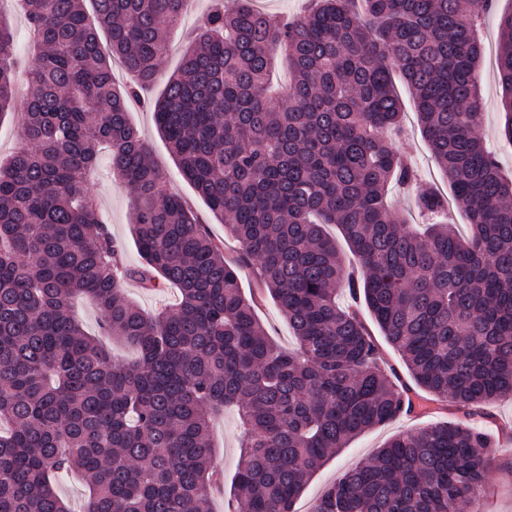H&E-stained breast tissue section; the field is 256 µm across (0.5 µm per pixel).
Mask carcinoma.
Returning <instances> with one entry per match:
<instances>
[{
    "label": "carcinoma",
    "instance_id": "obj_1",
    "mask_svg": "<svg viewBox=\"0 0 512 512\" xmlns=\"http://www.w3.org/2000/svg\"><path fill=\"white\" fill-rule=\"evenodd\" d=\"M309 0L276 21L214 0L178 71L158 55L190 0H19L36 41L23 144L0 161V512H70L59 473L90 482L86 512H210L220 477L210 427L237 408L244 429L232 495L248 512H294L306 484L357 436L415 408L383 368L346 290L363 302L424 390L468 422L392 436L344 471L309 512H467L495 443L477 419L512 395V175L482 135L479 19L496 0ZM92 11H87V8ZM500 133L512 142V12L499 20ZM13 33L0 17V120L14 111ZM284 51L292 80L268 76ZM133 73L118 88L112 60ZM398 69L421 131L471 224L447 199L417 194L418 233L385 203L418 184L390 137ZM161 83L156 125L181 175L239 244L237 260L204 231L128 114ZM131 191L140 256L121 249L89 194L102 145ZM342 233L345 264L324 226ZM279 306L297 342L280 350L236 266ZM170 285L180 301L147 315L123 283ZM88 297L100 325L139 352L112 364L71 313Z\"/></svg>",
    "mask_w": 512,
    "mask_h": 512
}]
</instances>
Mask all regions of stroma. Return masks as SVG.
Returning <instances> with one entry per match:
<instances>
[{
    "label": "stroma",
    "mask_w": 512,
    "mask_h": 512,
    "mask_svg": "<svg viewBox=\"0 0 512 512\" xmlns=\"http://www.w3.org/2000/svg\"><path fill=\"white\" fill-rule=\"evenodd\" d=\"M209 2L210 0H195L192 8L184 15L180 27L166 42L160 55L163 72L171 73L180 68L186 42L203 25L210 8ZM509 10H512V0H499L496 12L484 15L481 20L486 57L478 70V79L485 100L483 135L488 147L495 151L503 168L512 172V145L504 143L499 137V90L492 64L499 43V15ZM394 88L405 112L404 133L398 143L399 150L415 162L422 185L444 194L449 193L448 182L433 161L431 152L417 126L415 108L410 94L402 80H395ZM159 93L160 90L156 87L145 90L144 103L133 104L130 119L150 143L152 157L166 172L170 190L189 202L198 222L207 230L211 238L223 247L226 258L237 259L239 254L237 242L226 235L223 224L209 211L195 189L182 179L168 146L157 129L154 113L150 107H147L146 101L157 97ZM91 192L113 238L123 246L125 264L131 267L136 266L139 257L131 232L132 204L123 184L112 176V157L109 151H102L99 157ZM485 412L484 426L496 440L498 448L487 470L485 489L482 495L471 504L469 512H512V396L503 397L488 404ZM458 418L459 414L455 408L448 406L431 410L418 418L402 416L360 435L315 474L295 505L297 512H308L313 499L340 472L372 457L391 436L401 432H416L433 422H454ZM241 436L242 430L236 412L225 411L211 434L215 449L214 462L224 472V483L214 492L211 500V512H224V505L231 495Z\"/></svg>",
    "instance_id": "obj_1"
}]
</instances>
